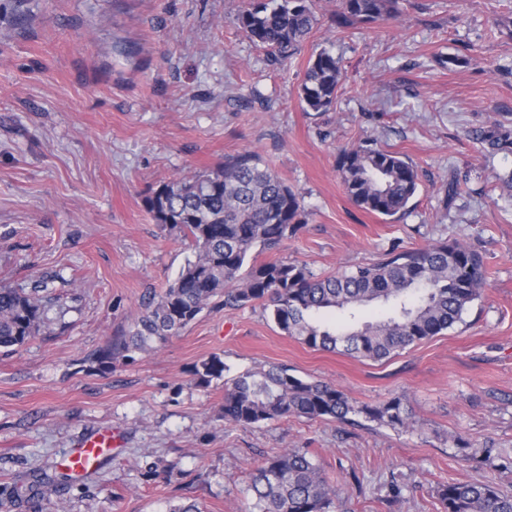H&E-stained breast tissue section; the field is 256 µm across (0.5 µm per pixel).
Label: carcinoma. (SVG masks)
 Returning <instances> with one entry per match:
<instances>
[{
  "label": "carcinoma",
  "instance_id": "obj_1",
  "mask_svg": "<svg viewBox=\"0 0 512 512\" xmlns=\"http://www.w3.org/2000/svg\"><path fill=\"white\" fill-rule=\"evenodd\" d=\"M403 0H339L332 21L338 29L372 23L402 13ZM239 28L268 55L286 57L309 36L317 19L312 0H251L237 17ZM339 61L319 52L301 83L307 109L325 112L336 101ZM489 153H512V129L494 121L475 131ZM338 171L348 197L358 207L391 217L407 209L419 187L408 158L382 147L359 144L344 150ZM154 221L190 239L195 256L156 301H150L136 328L112 341L110 355L127 358L148 352L185 329L214 300L226 307L260 301L285 334L322 351L381 361L463 321L480 297L487 270L479 246L456 240L423 248L385 252L381 258L334 275L314 274L306 265L261 261L295 236L305 223L299 195L260 157L245 150L192 177L173 179L146 199ZM373 303L387 314L366 320L355 312ZM347 312L350 319L328 325L324 312ZM42 298L22 289L0 288V350L14 351L40 331ZM226 366L211 356L193 368L198 385L223 378ZM290 417H362L393 428L409 425L401 399L357 405L334 385L303 380L283 367L247 370L224 378V420L247 427ZM249 494L256 512H334L336 492L305 448L266 458ZM444 512H512V494L476 482H449L438 488Z\"/></svg>",
  "mask_w": 512,
  "mask_h": 512
}]
</instances>
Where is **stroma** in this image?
Masks as SVG:
<instances>
[{"label":"stroma","mask_w":512,"mask_h":512,"mask_svg":"<svg viewBox=\"0 0 512 512\" xmlns=\"http://www.w3.org/2000/svg\"><path fill=\"white\" fill-rule=\"evenodd\" d=\"M246 6L25 0L21 21L15 0H0V285L41 289L47 306L34 339L0 351V512H250L252 473L289 448L309 449L338 512H442L436 488L448 481L512 492V190L500 182L512 154L473 137L512 120V29L500 24L512 0H409L399 17L345 30L331 21L338 0H313L311 36L281 61L238 28ZM323 50L341 86L329 111L308 112L300 84ZM362 139L417 166L406 212L385 219L348 198L336 161ZM245 150L306 212L276 259L327 275L395 245L480 238V298L452 329L383 361L311 349L257 304L205 308L155 350L107 359L194 256L146 197ZM213 355L233 375L284 365L360 404L401 398L412 425L237 426L223 418V381L193 376ZM103 426L120 448L65 477L63 457ZM489 443L500 456L485 462Z\"/></svg>","instance_id":"1"}]
</instances>
